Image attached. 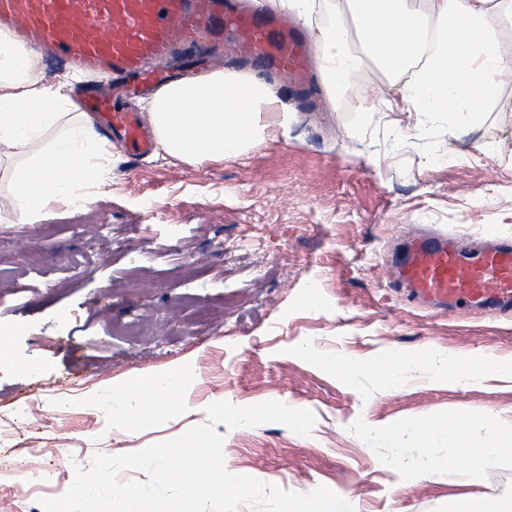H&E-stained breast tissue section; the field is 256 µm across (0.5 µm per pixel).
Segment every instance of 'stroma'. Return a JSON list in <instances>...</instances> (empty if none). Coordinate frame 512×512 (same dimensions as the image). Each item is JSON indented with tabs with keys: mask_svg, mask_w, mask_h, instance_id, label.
<instances>
[{
	"mask_svg": "<svg viewBox=\"0 0 512 512\" xmlns=\"http://www.w3.org/2000/svg\"><path fill=\"white\" fill-rule=\"evenodd\" d=\"M267 82L288 122L241 157L140 158L116 141L112 184L82 212L56 204L20 224L0 209V336L17 365L0 373V512H42L95 454L177 438L218 401L315 413L307 436L216 427L231 468L285 490L324 486L355 512L512 501V453L477 476L448 434L453 415L512 423V378L413 366L389 390L363 366L409 352L512 361V314L421 308L383 272L418 231L512 238V84L471 124L382 111L396 89L367 61L332 96L290 100ZM321 354L359 368L337 379ZM166 369L189 383L174 414L148 400L134 430L113 427L109 388ZM391 423L403 430L389 440ZM45 472L53 488L39 486Z\"/></svg>",
	"mask_w": 512,
	"mask_h": 512,
	"instance_id": "35a3bbf8",
	"label": "stroma"
}]
</instances>
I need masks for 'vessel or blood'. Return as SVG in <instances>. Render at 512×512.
<instances>
[{
    "instance_id": "vessel-or-blood-1",
    "label": "vessel or blood",
    "mask_w": 512,
    "mask_h": 512,
    "mask_svg": "<svg viewBox=\"0 0 512 512\" xmlns=\"http://www.w3.org/2000/svg\"><path fill=\"white\" fill-rule=\"evenodd\" d=\"M0 28L64 55L80 70L135 75V82L86 109L136 157L150 154L155 140L142 116L122 102L167 83L165 71L144 63L168 57L181 44L224 36L230 53L295 90L316 86L313 52L299 27L235 9L232 0H0ZM387 276L408 300L430 308L512 313L511 238L467 244L442 232L418 236L406 242Z\"/></svg>"
}]
</instances>
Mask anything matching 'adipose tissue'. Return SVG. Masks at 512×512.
<instances>
[{
	"instance_id": "adipose-tissue-1",
	"label": "adipose tissue",
	"mask_w": 512,
	"mask_h": 512,
	"mask_svg": "<svg viewBox=\"0 0 512 512\" xmlns=\"http://www.w3.org/2000/svg\"><path fill=\"white\" fill-rule=\"evenodd\" d=\"M272 2L309 26L328 88L344 86L365 57L399 82L395 105L400 111L475 121L478 105L512 82V47L499 36L500 26L512 23V0H331L334 13L351 16L349 26L315 23L317 0ZM354 34L363 43L360 58L348 50ZM81 81V75L71 73L52 84L43 82L37 53L0 32V159L21 158L11 171L9 198L19 223H33L54 202L74 206L86 186L112 181L105 143L90 114L78 111L71 98ZM276 105L265 82L212 70L163 86L145 107L164 153L200 164L240 156L262 143ZM408 361L458 381L491 371L512 376L511 362L437 365L424 355ZM185 389L177 371L154 376L143 390L130 384L112 387V424L129 428L146 395L159 409L169 410ZM478 421L493 431L491 441L480 446L470 441ZM449 434L474 457L478 473L512 451V425L489 415L452 417Z\"/></svg>"
}]
</instances>
